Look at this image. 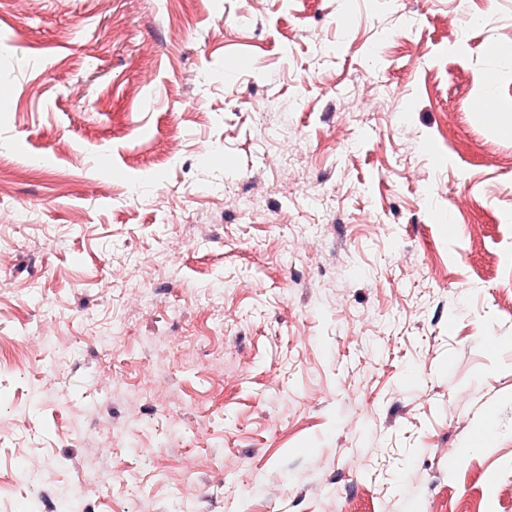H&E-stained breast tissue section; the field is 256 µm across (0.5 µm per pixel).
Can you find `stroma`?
Returning <instances> with one entry per match:
<instances>
[{
  "instance_id": "1",
  "label": "stroma",
  "mask_w": 512,
  "mask_h": 512,
  "mask_svg": "<svg viewBox=\"0 0 512 512\" xmlns=\"http://www.w3.org/2000/svg\"><path fill=\"white\" fill-rule=\"evenodd\" d=\"M508 125L512 0H0V512H512ZM103 478L112 479V473L104 477L101 474L89 473L82 483L76 485L75 488H69L68 496L62 501L61 507L63 511H81L84 510L83 489L87 484H97Z\"/></svg>"
}]
</instances>
